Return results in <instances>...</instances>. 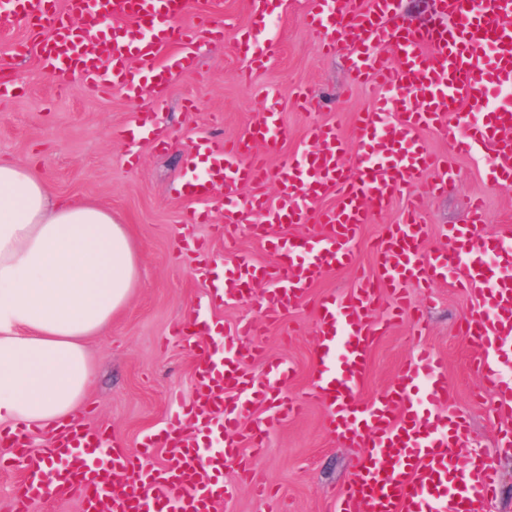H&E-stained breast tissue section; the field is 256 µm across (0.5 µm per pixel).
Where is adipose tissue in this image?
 <instances>
[{"instance_id": "ef3b65f1", "label": "adipose tissue", "mask_w": 512, "mask_h": 512, "mask_svg": "<svg viewBox=\"0 0 512 512\" xmlns=\"http://www.w3.org/2000/svg\"><path fill=\"white\" fill-rule=\"evenodd\" d=\"M139 257L126 225L64 200L0 157V425L49 428L83 404L95 368L88 338L127 306Z\"/></svg>"}]
</instances>
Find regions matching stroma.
Instances as JSON below:
<instances>
[{
	"instance_id": "35a3bbf8",
	"label": "stroma",
	"mask_w": 512,
	"mask_h": 512,
	"mask_svg": "<svg viewBox=\"0 0 512 512\" xmlns=\"http://www.w3.org/2000/svg\"><path fill=\"white\" fill-rule=\"evenodd\" d=\"M248 2L190 0L184 22H192L199 9H211L215 22L224 27V39L195 47L198 74L177 78L164 108L155 113L154 122L168 139L163 151L134 135L137 102L117 93L89 95L77 83L59 91L42 70L26 24L12 20L0 29V60L9 61L16 87L12 97L0 101V155L33 167L62 198L110 208L128 225L139 253L140 285L128 306L104 335L87 342L96 376L79 414L87 425L108 428L130 452L137 450L144 434L167 425L178 402L193 398L196 360L176 331L205 297L203 281L178 244L187 207L178 188L187 174L194 138L205 131L239 136L265 109L255 87L272 89L288 133L281 153L269 159L276 168L303 145L310 123H336L351 142L355 113L373 109V91L350 85L338 57L317 53L305 24L307 0H279L274 24L281 53L255 73L252 83H245L241 72L246 63L235 51L234 38L250 21ZM302 90L319 96L320 111L297 104ZM484 158L481 151L453 156L457 190L429 198L424 207L431 227L428 250L447 248L449 225L464 223L474 196L485 203V232L503 236L512 227V183H493ZM193 230L212 252L223 254L225 263L240 252L262 262L273 258L270 246L254 240L249 230H241L230 250L215 236L212 224H197ZM433 294L422 335L411 336L403 324L375 342L360 397L370 399L394 385L412 348L427 346L445 360L457 406L469 420L464 448L495 447L507 423L491 416V401L475 400L480 375L467 338L458 333L460 318L478 315L477 299L448 283ZM316 326L312 304L292 310L281 324L256 337L259 350L249 365L260 378L274 362L291 363L295 379L287 394L306 403L297 419L270 427L263 448L248 456L255 479L271 488L288 512H335L338 495L366 454L362 448L338 446L321 403L308 397Z\"/></svg>"
}]
</instances>
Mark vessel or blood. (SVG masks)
Returning <instances> with one entry per match:
<instances>
[{"label":"vessel or blood","mask_w":512,"mask_h":512,"mask_svg":"<svg viewBox=\"0 0 512 512\" xmlns=\"http://www.w3.org/2000/svg\"><path fill=\"white\" fill-rule=\"evenodd\" d=\"M8 17L50 20L51 33L40 43V59L60 89L80 80L86 90L116 91L146 100L140 118L146 139L165 146L166 137L151 126L149 114L166 103L172 80L194 72L189 50L204 39H219L221 27L208 12L194 26L182 25L187 0H7ZM250 25L235 36V47L249 69H258L280 52L267 23L272 0H251ZM438 22L411 27L395 0H307L306 23L321 52L339 57L354 85L387 87L375 111L355 116L357 142L347 152L332 123L310 126L306 144L277 170L266 158L280 152L286 138L279 130L278 101L267 94L268 109L258 123L231 141L199 134L190 158L205 155V174L184 181L180 194L194 206L183 224L208 222L209 204L223 215L218 234L232 241L242 220L253 235L277 243L275 257L260 262L235 258L223 279L213 277L217 257L192 234L183 252L206 287V301L222 305L249 294L255 283L266 289L257 304L264 321L276 323L304 303L326 274L354 267L359 238L373 212L384 211L398 195L408 204L399 221L385 225L374 246L371 270H358L353 286L318 298L314 377L311 395L328 412V427L339 445L366 449L336 503V512H487L496 486V462L481 450L458 453L468 430L441 358L419 350L404 365L396 384L370 400L359 390L370 371L372 344L404 314L409 296L453 280L474 294L482 315L458 330L473 348L483 378V393L493 400L496 417L512 415V246L484 232L483 206L473 201L468 219L448 228V247L425 249L429 227L422 218L423 196L456 186L447 154L422 140L440 131L450 151L487 149V167L497 183L512 182V106L487 107L495 91L512 87V0H438ZM111 32H104V22ZM388 48L397 67L378 54ZM353 162H346V154ZM275 180L276 198L263 191ZM336 200L325 208L326 197ZM295 224L319 225L318 233L286 235ZM260 325L237 327L229 354L210 342L212 323L193 318L179 329L195 349L193 398L164 429L143 436L137 453L121 448L104 427L72 422L53 436L46 452L31 448L26 427L0 431V468L21 463L25 489L10 512H28L45 495L79 496L83 512H221L233 494L223 478L226 460L236 461L242 478L250 471L244 447H263V429L243 428L256 408L282 423L301 405L282 394L294 375L291 365H272L267 382H257L245 365L255 357L252 335ZM169 456L153 462L156 449ZM54 455L58 468L43 467ZM128 476L114 490L116 473Z\"/></svg>","instance_id":"1"}]
</instances>
